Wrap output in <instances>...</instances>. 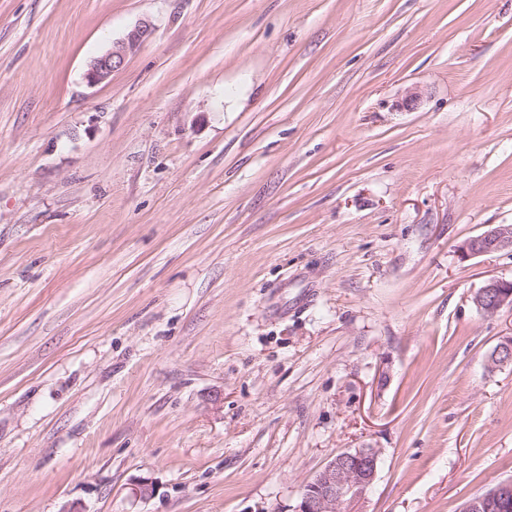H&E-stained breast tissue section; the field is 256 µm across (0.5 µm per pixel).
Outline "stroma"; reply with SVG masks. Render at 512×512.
Listing matches in <instances>:
<instances>
[{
    "instance_id": "35a3bbf8",
    "label": "stroma",
    "mask_w": 512,
    "mask_h": 512,
    "mask_svg": "<svg viewBox=\"0 0 512 512\" xmlns=\"http://www.w3.org/2000/svg\"><path fill=\"white\" fill-rule=\"evenodd\" d=\"M496 224L512 0H0V512H291L365 445L357 512H460L512 478ZM153 26L144 21L130 29L125 36L112 43L111 48L94 58L85 74L88 85H97L111 78L112 73L121 69L127 58L136 52L151 38ZM457 252L463 260L512 252V224H496L476 236L466 238L457 246ZM472 302L485 316H494L503 308H512V279H488L474 294Z\"/></svg>"
}]
</instances>
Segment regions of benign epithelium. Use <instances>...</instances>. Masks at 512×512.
Listing matches in <instances>:
<instances>
[{"label": "benign epithelium", "mask_w": 512, "mask_h": 512, "mask_svg": "<svg viewBox=\"0 0 512 512\" xmlns=\"http://www.w3.org/2000/svg\"><path fill=\"white\" fill-rule=\"evenodd\" d=\"M153 26L144 21L130 29L111 48L94 58L85 74L90 86L103 83L121 69L127 58L151 38ZM461 259L512 252V224H496L457 246ZM472 302L485 316L512 308V279L490 278L474 294ZM512 363V337L504 338L490 353L487 368ZM380 452L372 446L340 452L302 486L292 512H345L344 506L363 500L376 480ZM512 508V479L501 481L469 500L461 512H507Z\"/></svg>", "instance_id": "1"}]
</instances>
